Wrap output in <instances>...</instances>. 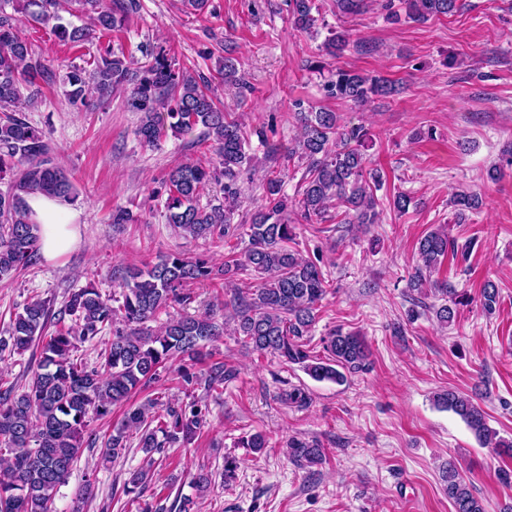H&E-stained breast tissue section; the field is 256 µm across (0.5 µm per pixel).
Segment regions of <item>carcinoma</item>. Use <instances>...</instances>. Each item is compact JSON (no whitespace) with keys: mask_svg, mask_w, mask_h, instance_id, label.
Masks as SVG:
<instances>
[{"mask_svg":"<svg viewBox=\"0 0 512 512\" xmlns=\"http://www.w3.org/2000/svg\"><path fill=\"white\" fill-rule=\"evenodd\" d=\"M405 17L425 22L433 16L449 15L466 7V0H399ZM40 11L35 21L56 18L57 0H32ZM79 10L91 14L100 32L119 31L138 8V0H77ZM288 21L297 30L313 33L318 26L315 0H285ZM57 38L79 43L92 37L88 29L55 26ZM349 39L334 33L324 42L328 54L341 55ZM143 60L133 63L110 45L97 49L92 68L73 66L65 76L66 95L73 104H85L86 91L95 85L101 94L130 87L128 105L142 114L135 134L148 146L158 144L165 129L188 135L197 129L213 141L217 161L187 162L174 168L165 184V218L174 231L191 238L225 240L243 231L249 246L216 268L204 256L180 251L162 254L152 262L119 271V295L104 296L94 287L75 290L51 318V306L43 299L28 302L15 314L8 336H0V358L21 354L41 343L40 357L31 381L21 393L0 388V512H51L53 493L70 476L81 453V439L90 425L112 414V408L131 395L160 381L167 364L177 358L196 359L201 348L218 341L227 328L261 354H273L286 363L299 364L316 381L341 383L346 373L362 370L369 351L356 332L332 330L322 339L324 357H314L301 339L316 321L319 304L327 288L316 261L290 248L296 225L290 214L311 222L323 221L331 208L342 210L346 224H376L380 211L376 191L383 186L380 172L369 167L364 129H347L329 111L295 113L300 124L294 153L307 162V176L297 201L283 191L279 175L265 177L263 204L247 224L233 223L239 207L240 182L250 171L251 156L242 124L217 106L209 94L210 79L192 77L175 68L163 46L142 51ZM219 73L224 84L238 90L247 84L237 78L233 59L225 57ZM44 74L41 58L22 36L18 20L0 8V181L8 188L0 192V283L36 264L40 226L29 215L28 198L43 195L64 203L76 200L77 189L66 171L52 157L45 134L20 116L26 101L20 79ZM327 96L364 105L376 97H392L400 86L385 77L336 68L324 83ZM224 194L216 205L200 204L213 189ZM451 200L458 214L479 208V198L456 192ZM455 242L448 232L435 229L418 242L420 264L414 275L419 287L427 275L438 270ZM249 271L256 277L253 288L240 289L224 301L229 315L220 322L211 314L188 315L183 310L193 296L189 284H207L222 277ZM434 289L450 298L436 309L442 323L455 318L462 301L446 282ZM177 315L154 330L147 322L162 310ZM112 339L104 344L97 363L88 365L76 357L77 339L93 338L105 329ZM204 389L211 391L235 378L236 370L222 362L204 372ZM291 406L305 407L310 397L293 387L280 395ZM437 405L458 415L479 443L500 455H512V442L491 430L485 412L473 401L452 390L436 395ZM157 400L129 411L105 442V454L117 457L126 449L127 431L139 434V448L146 466L129 472L126 493L140 494L148 484L155 464L153 454L165 444L190 443L203 426L198 402L181 407L168 401L162 411ZM288 456L302 467L322 461L317 443L293 439ZM444 491L454 512H485L465 483L454 460L440 468Z\"/></svg>","mask_w":512,"mask_h":512,"instance_id":"carcinoma-1","label":"carcinoma"}]
</instances>
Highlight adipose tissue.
Returning a JSON list of instances; mask_svg holds the SVG:
<instances>
[{
  "label": "adipose tissue",
  "instance_id": "adipose-tissue-1",
  "mask_svg": "<svg viewBox=\"0 0 512 512\" xmlns=\"http://www.w3.org/2000/svg\"><path fill=\"white\" fill-rule=\"evenodd\" d=\"M32 219L41 226L40 251L52 261L72 249L77 242L75 215L61 202L43 196L29 200Z\"/></svg>",
  "mask_w": 512,
  "mask_h": 512
}]
</instances>
